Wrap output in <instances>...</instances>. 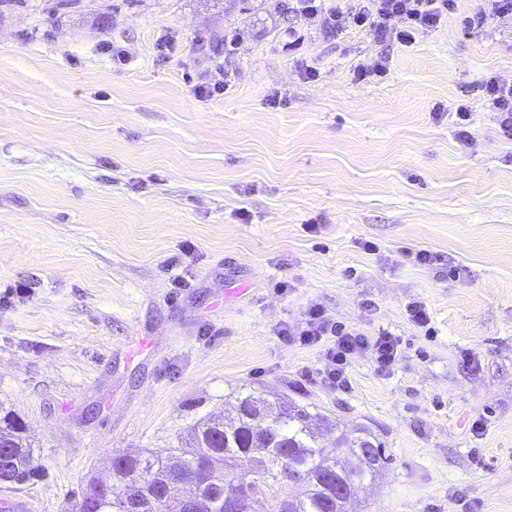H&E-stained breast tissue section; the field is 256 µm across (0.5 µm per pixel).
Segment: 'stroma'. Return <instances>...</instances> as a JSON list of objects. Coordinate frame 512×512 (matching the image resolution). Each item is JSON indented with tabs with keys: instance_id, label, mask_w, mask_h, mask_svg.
I'll use <instances>...</instances> for the list:
<instances>
[{
	"instance_id": "stroma-1",
	"label": "stroma",
	"mask_w": 512,
	"mask_h": 512,
	"mask_svg": "<svg viewBox=\"0 0 512 512\" xmlns=\"http://www.w3.org/2000/svg\"><path fill=\"white\" fill-rule=\"evenodd\" d=\"M483 5L401 46L298 0H0V292L29 289L0 307V409L40 472L0 508L76 512L114 454L251 393L381 442L352 512H512V140L482 100L470 143L451 116L512 80V17L462 24ZM314 304L390 330L393 370L306 380L322 347L276 331Z\"/></svg>"
}]
</instances>
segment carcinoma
<instances>
[{
    "mask_svg": "<svg viewBox=\"0 0 512 512\" xmlns=\"http://www.w3.org/2000/svg\"><path fill=\"white\" fill-rule=\"evenodd\" d=\"M271 404L251 394L237 399L235 417L198 423L189 446L171 448L167 456L150 453L113 457L112 476L92 481L82 493L80 512H122L121 499L112 496V481H142L145 512H177L179 485L200 495L207 512H224V496L248 498L255 485H275L283 471L295 476L292 493L284 496L288 512H348L347 500L336 496V485L371 481L381 472L387 456L372 434L362 429L354 437L340 436L333 448L318 443L313 416L292 401L278 404L277 438L266 437L255 421V408ZM20 417L0 415V486L25 484L36 476L31 467L32 447L24 436ZM247 455L253 461L248 474L230 473L233 463Z\"/></svg>",
    "mask_w": 512,
    "mask_h": 512,
    "instance_id": "cac0c4a2",
    "label": "carcinoma"
}]
</instances>
